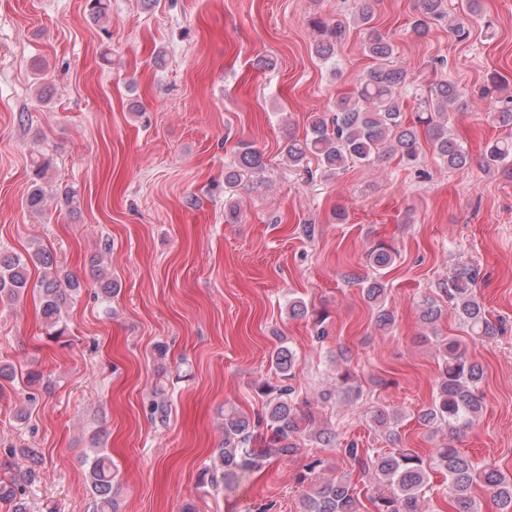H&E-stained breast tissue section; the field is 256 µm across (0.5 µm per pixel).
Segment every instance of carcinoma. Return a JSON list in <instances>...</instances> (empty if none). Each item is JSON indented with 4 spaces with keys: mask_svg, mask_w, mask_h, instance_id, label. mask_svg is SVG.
<instances>
[{
    "mask_svg": "<svg viewBox=\"0 0 512 512\" xmlns=\"http://www.w3.org/2000/svg\"><path fill=\"white\" fill-rule=\"evenodd\" d=\"M354 22L364 30V51L372 64L361 74L354 91L336 102V111L317 116L307 134L298 138L288 136L282 149L285 162L294 171H308L310 159L317 160L323 176L335 178L353 165L371 166L378 161L395 157L407 168L420 165L424 149H429L450 169H462L471 163L469 153L448 129L449 112L464 105L459 86L443 79L421 96L416 120H406L404 98L420 91L417 77L405 67L392 64L396 46L372 26V0H354ZM446 15V0H420L419 12L411 21L412 31L424 36L431 23ZM319 39L315 53L323 64L330 66L333 75L339 74L334 40L342 29L331 32L325 24L315 22ZM424 130L426 143H421L418 129ZM481 166L487 171L502 169L512 173V140H494L487 144ZM264 168L260 151L242 144L233 160L224 168V203L226 220L238 216V202L234 192L242 181L259 175ZM50 161L43 155L31 160V189L27 206L39 210L46 199L44 184L48 183ZM396 250L378 244L367 254L372 276L362 280L365 301L375 313L380 330H389L395 316L387 307V282L384 276L396 261ZM41 266L43 273L30 283L29 267ZM52 255L38 246L27 255L0 250V301L19 299L32 289L37 292L46 324L57 335L62 307L70 293L81 288L79 281L61 279L53 268ZM481 269L464 265L456 269L441 289L448 307L455 312L460 324L473 341L496 335L498 325L493 322L474 292ZM442 314L438 301L423 300L421 319L430 328V335L441 356L440 375L436 395L419 419L431 426H446L452 430L467 428L478 419L483 410L481 383L482 367L472 361L467 346L461 340L439 335L436 323ZM298 357L286 345L279 346L271 363L280 383H264L258 393L267 399L264 421L266 430L255 432V425L246 416L224 414V444L216 449L213 461L203 471L207 485L226 490L233 489L245 474L254 472L271 460L293 455L305 439L330 441L329 431L315 425V413L306 400L298 398L296 388L289 384L295 376ZM363 393L347 367L336 369L335 389L321 394L324 402L338 394L358 399ZM373 427L393 435L392 424L398 414L387 408H376L370 415ZM344 456L361 469L373 471L379 478L372 502L376 512H420L429 483V471L441 470L448 476V494L454 512H479L471 497L472 486L481 483L496 500L499 512H512V477L495 469L480 468L473 460L452 444H442L425 460L411 450L389 453L363 450L351 444L343 449ZM31 466L18 474L0 479V502L10 505L11 512H29L25 485L38 477L36 454L23 449ZM324 460L310 457L298 474V484L305 487L300 512H360V500L348 479H327L322 476ZM117 477L112 460L103 450L96 452L87 469V484L95 512H116L113 489Z\"/></svg>",
    "mask_w": 512,
    "mask_h": 512,
    "instance_id": "1",
    "label": "carcinoma"
}]
</instances>
